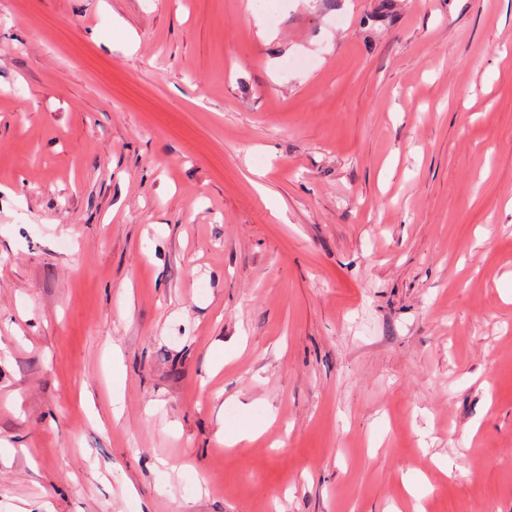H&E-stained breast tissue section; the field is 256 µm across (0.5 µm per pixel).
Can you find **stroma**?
Segmentation results:
<instances>
[{"mask_svg": "<svg viewBox=\"0 0 512 512\" xmlns=\"http://www.w3.org/2000/svg\"><path fill=\"white\" fill-rule=\"evenodd\" d=\"M418 506L512 512V0H0V512Z\"/></svg>", "mask_w": 512, "mask_h": 512, "instance_id": "stroma-1", "label": "stroma"}]
</instances>
